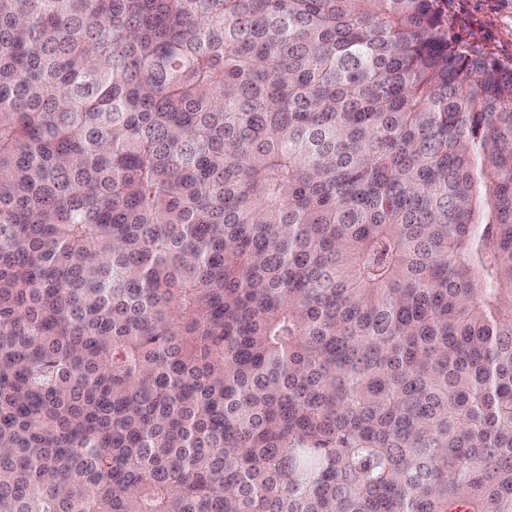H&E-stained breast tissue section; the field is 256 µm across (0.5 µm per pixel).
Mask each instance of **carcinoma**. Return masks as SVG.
Wrapping results in <instances>:
<instances>
[{
	"label": "carcinoma",
	"instance_id": "cac0c4a2",
	"mask_svg": "<svg viewBox=\"0 0 512 512\" xmlns=\"http://www.w3.org/2000/svg\"><path fill=\"white\" fill-rule=\"evenodd\" d=\"M442 0H0V512H512V65Z\"/></svg>",
	"mask_w": 512,
	"mask_h": 512
}]
</instances>
